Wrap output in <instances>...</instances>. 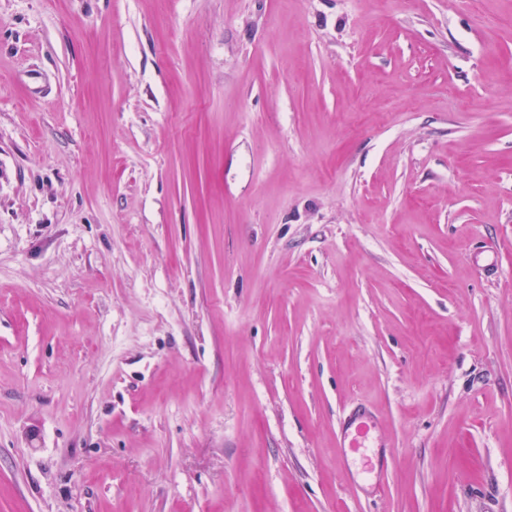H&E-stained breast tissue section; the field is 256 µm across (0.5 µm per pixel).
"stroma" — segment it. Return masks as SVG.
<instances>
[{
    "label": "stroma",
    "mask_w": 512,
    "mask_h": 512,
    "mask_svg": "<svg viewBox=\"0 0 512 512\" xmlns=\"http://www.w3.org/2000/svg\"><path fill=\"white\" fill-rule=\"evenodd\" d=\"M0 512H512V0H0ZM357 424L354 426L355 422ZM371 425L365 416L359 417L351 421L344 431L343 444L341 448H349L352 452L358 453L366 448L369 440ZM346 440L348 443L346 445Z\"/></svg>",
    "instance_id": "obj_1"
}]
</instances>
